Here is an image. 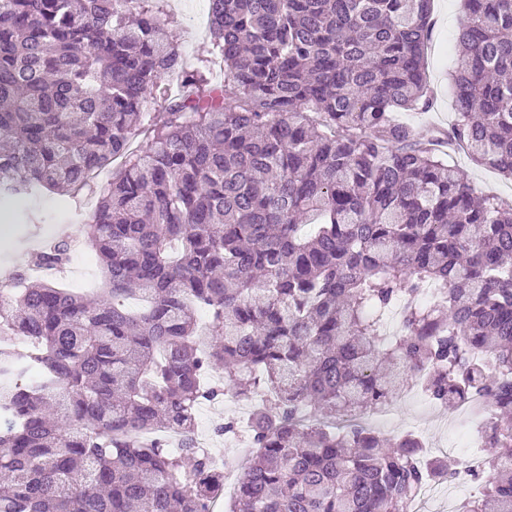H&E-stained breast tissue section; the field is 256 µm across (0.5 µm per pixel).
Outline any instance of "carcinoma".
Returning a JSON list of instances; mask_svg holds the SVG:
<instances>
[{"instance_id":"cac0c4a2","label":"carcinoma","mask_w":512,"mask_h":512,"mask_svg":"<svg viewBox=\"0 0 512 512\" xmlns=\"http://www.w3.org/2000/svg\"><path fill=\"white\" fill-rule=\"evenodd\" d=\"M161 2L0 0V198L97 194L85 236L104 275L95 296L25 278L0 297V512H210L214 458L163 433L259 391L274 408L254 410L231 512H409L459 462L358 417L423 365L428 399L487 400L498 453L458 512H512V208L444 151L512 179V0H465L457 118L426 141L395 113L433 106L431 0H209L221 82L186 65ZM70 251L59 237L30 262ZM429 285L442 303L407 305L389 335ZM200 307L221 329L208 342Z\"/></svg>"}]
</instances>
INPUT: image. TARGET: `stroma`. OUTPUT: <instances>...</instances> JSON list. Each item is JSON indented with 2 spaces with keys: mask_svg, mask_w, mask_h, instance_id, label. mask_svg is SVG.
Returning a JSON list of instances; mask_svg holds the SVG:
<instances>
[{
  "mask_svg": "<svg viewBox=\"0 0 512 512\" xmlns=\"http://www.w3.org/2000/svg\"><path fill=\"white\" fill-rule=\"evenodd\" d=\"M464 11V0L432 2V32L425 49V65L435 104L427 112L404 111L399 115L400 120L416 126L425 138L448 128L456 117L451 74L456 68L457 56L452 41ZM161 19L168 32L175 35L178 49L188 66H196L202 59L209 60L212 77L223 79L224 62L213 50L209 31L208 0H164ZM448 162L467 173L477 192L493 195L502 204L512 206V181L491 169L474 164L464 150L449 153ZM95 203V197L83 191L70 197L47 192L33 200L0 203V208L8 212L7 221H0V269L26 266L33 252L32 240L40 237L50 224L56 225L58 234L68 236L72 242L84 243L83 226L90 220V208ZM420 399L421 394L417 389L408 388L391 400L399 412L398 424H384L371 413L366 415L365 423L387 439H397L407 432H415L426 445V457L459 456V449L448 445L451 434L447 415L422 411ZM252 410L253 406L246 397L237 396L204 405L195 414L196 435L208 439L212 452L219 457L234 460L231 475L235 478L242 476L247 467L250 450L242 439L233 434L216 435L214 426L228 420L246 419Z\"/></svg>",
  "mask_w": 512,
  "mask_h": 512,
  "instance_id": "35a3bbf8",
  "label": "stroma"
}]
</instances>
